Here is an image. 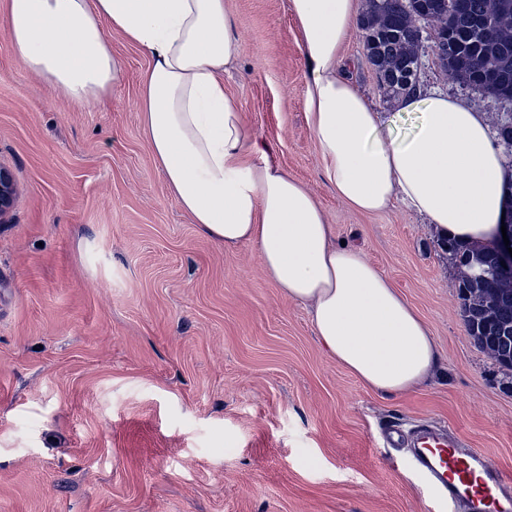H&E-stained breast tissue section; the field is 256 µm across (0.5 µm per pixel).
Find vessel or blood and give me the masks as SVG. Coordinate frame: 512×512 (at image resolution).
Returning <instances> with one entry per match:
<instances>
[{
  "instance_id": "b4317fda",
  "label": "vessel or blood",
  "mask_w": 512,
  "mask_h": 512,
  "mask_svg": "<svg viewBox=\"0 0 512 512\" xmlns=\"http://www.w3.org/2000/svg\"><path fill=\"white\" fill-rule=\"evenodd\" d=\"M387 446L407 449L419 472L448 502L465 504L468 512H512V475L504 473L474 449L440 428L424 424L415 430L390 426Z\"/></svg>"
}]
</instances>
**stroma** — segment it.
I'll use <instances>...</instances> for the list:
<instances>
[{"label":"stroma","instance_id":"35a3bbf8","mask_svg":"<svg viewBox=\"0 0 512 512\" xmlns=\"http://www.w3.org/2000/svg\"><path fill=\"white\" fill-rule=\"evenodd\" d=\"M287 0H226L238 55L224 88L256 141L320 198L418 310L439 352L414 390L365 387L319 344L307 306L268 279L256 246L204 235L168 191L136 103L147 55L110 34L120 79L88 106L26 70L0 15V512H466L447 509L392 422H433L512 474V370L468 335L461 271L431 225L337 199L304 108ZM352 80L401 141L417 119L380 90L362 35ZM421 85L492 126L500 102L425 55Z\"/></svg>","mask_w":512,"mask_h":512}]
</instances>
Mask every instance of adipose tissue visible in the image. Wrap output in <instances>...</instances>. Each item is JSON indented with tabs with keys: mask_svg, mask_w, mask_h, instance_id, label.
<instances>
[{
	"mask_svg": "<svg viewBox=\"0 0 512 512\" xmlns=\"http://www.w3.org/2000/svg\"><path fill=\"white\" fill-rule=\"evenodd\" d=\"M307 68L305 106L337 196L377 214L399 202L440 238L494 242L512 181L483 112L442 92L401 97L417 131L394 141L343 72L358 30L357 0H287ZM17 60L68 98L94 104L118 79L108 32L150 65L137 107L170 193L225 246L250 243L267 277L310 307L326 353L374 391H410L438 363L431 332L392 281L357 249L336 245L312 190L264 151L224 89L237 25L224 0H0Z\"/></svg>",
	"mask_w": 512,
	"mask_h": 512,
	"instance_id": "obj_1",
	"label": "adipose tissue"
}]
</instances>
